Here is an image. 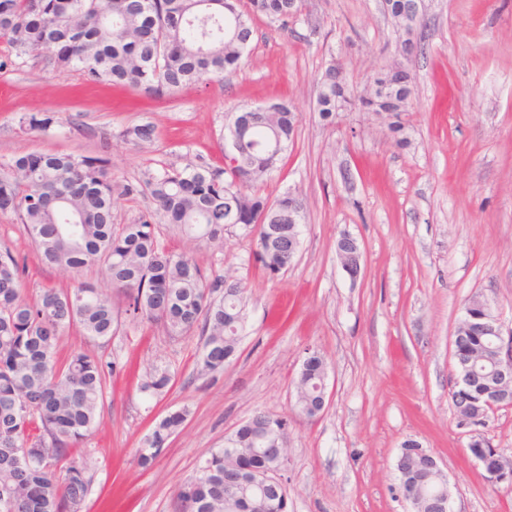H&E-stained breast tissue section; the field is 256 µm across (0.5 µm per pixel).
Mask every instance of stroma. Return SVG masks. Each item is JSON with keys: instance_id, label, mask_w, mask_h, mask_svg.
I'll list each match as a JSON object with an SVG mask.
<instances>
[{"instance_id": "1", "label": "stroma", "mask_w": 512, "mask_h": 512, "mask_svg": "<svg viewBox=\"0 0 512 512\" xmlns=\"http://www.w3.org/2000/svg\"><path fill=\"white\" fill-rule=\"evenodd\" d=\"M253 25L239 72L163 97L95 85L38 60L0 70V156L104 152L120 184L168 164L222 165L227 115L241 107L285 98L298 118L294 144L263 186L303 206L288 270L272 277L259 268L236 227L223 249L194 252L205 271L247 284L237 355L223 371L199 373L195 332L171 336L128 318L103 345L75 329L60 336L59 358L82 351L117 365L84 444L94 469L81 512H177L176 493L199 461L258 411L288 421L278 473L288 512H412L396 469L411 439L439 460L451 512H512V486L485 482L468 450L476 434L512 459V408L474 432L459 428L449 354L473 296L512 324V0H423L410 36L384 0H300L288 27ZM408 36L416 48L406 56L399 45ZM332 62L359 94L376 70L411 73L408 146L391 138L384 112L354 106L335 123L320 118L318 89ZM23 112L53 123L20 129ZM146 122L156 127L151 143L122 140L125 127ZM345 234L361 248L356 278L336 252ZM1 242L24 261L27 294L75 286L41 261L14 214L0 212ZM309 350L324 359L329 395L313 420L296 405ZM156 367L172 382L149 398L139 385ZM180 409L183 426L151 468L139 467L143 437Z\"/></svg>"}]
</instances>
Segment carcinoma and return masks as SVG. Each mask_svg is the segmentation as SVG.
Segmentation results:
<instances>
[{
  "instance_id": "carcinoma-1",
  "label": "carcinoma",
  "mask_w": 512,
  "mask_h": 512,
  "mask_svg": "<svg viewBox=\"0 0 512 512\" xmlns=\"http://www.w3.org/2000/svg\"><path fill=\"white\" fill-rule=\"evenodd\" d=\"M0 0V38L11 48L0 69L21 70L43 58L56 70H81L95 83L128 85L164 95L241 69L254 18L283 28L298 12V0ZM374 90L359 99L368 112H387L393 134L403 131L401 114L412 94L403 70L378 71ZM348 75L326 69L318 94L320 117L328 122L352 104ZM233 151L230 162L170 165L120 188L112 184L106 156L29 152L0 160V211L23 224L44 262L76 274L101 261L112 286L125 290L127 312L160 323L171 335L199 332V372L217 373L236 355L245 319L247 288L229 275L203 273L187 253L161 243V225L193 242L221 248L224 234L238 226L251 237L256 263L271 275L288 268L287 246L299 238L288 223L293 199L275 200L261 188L277 169L296 135V118L285 102L227 114ZM150 123L129 126L121 137L134 145L154 139ZM146 193L153 208L128 224L113 222L121 197ZM23 267L7 246L0 250V512H79L91 482L88 463L75 456L95 423L104 397L106 364L83 352L55 360L60 334L77 325L93 339L109 342L121 313L94 284L44 288L28 298ZM459 353L481 358L492 382L498 363L491 338L461 336ZM325 363L315 351L302 362L296 392L300 412L322 413L327 402ZM172 375L154 368L141 391L158 396ZM186 420L176 411L156 422L143 439L138 464L148 469ZM288 447V422L258 411L224 447L211 452L177 492L178 512H234L250 500L247 485L224 486L227 455L276 474L284 460L268 454Z\"/></svg>"
}]
</instances>
